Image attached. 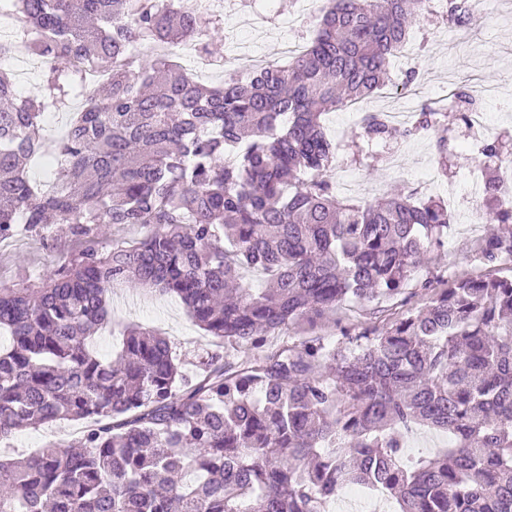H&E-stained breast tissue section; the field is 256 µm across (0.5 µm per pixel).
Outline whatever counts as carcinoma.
<instances>
[{
  "label": "carcinoma",
  "instance_id": "carcinoma-1",
  "mask_svg": "<svg viewBox=\"0 0 512 512\" xmlns=\"http://www.w3.org/2000/svg\"><path fill=\"white\" fill-rule=\"evenodd\" d=\"M45 68L41 98H18L0 69V243L66 224L80 249L26 286L0 287V439L60 420L81 435L0 461V512H328L344 486L380 490L397 512H512V277L423 278L432 293L381 328L268 347L346 300L390 299L445 247L438 197L377 204L336 196V144L322 116L384 86L428 0H328L288 67L220 86L168 58L200 34L175 0H9ZM470 0L446 17L468 24ZM71 113L54 141L47 108ZM471 128L461 109L421 105L408 137ZM364 136L387 140L379 114ZM505 142L483 143L480 198L503 231L480 261L512 257L500 204ZM43 163L51 188L28 176ZM144 235L105 246L109 225ZM268 272L264 288L241 269ZM120 284L178 297L231 348L182 370L172 342L126 329L100 358L93 340ZM426 425L452 444L408 467L401 432Z\"/></svg>",
  "mask_w": 512,
  "mask_h": 512
}]
</instances>
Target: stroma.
<instances>
[{"instance_id": "obj_1", "label": "stroma", "mask_w": 512, "mask_h": 512, "mask_svg": "<svg viewBox=\"0 0 512 512\" xmlns=\"http://www.w3.org/2000/svg\"><path fill=\"white\" fill-rule=\"evenodd\" d=\"M273 10L275 20L262 23L259 37L242 33L227 44L214 41L216 55L236 58L238 75L247 76L246 62L251 58L266 64L287 63L286 40L310 35L316 26L317 18L312 14L291 18L288 0H275ZM9 68L20 96L39 94L45 80L44 71L24 44H17ZM410 72L415 75L411 82L406 79ZM390 76V84L371 99L375 112L401 106L415 113L423 102L439 101L451 89L470 92L480 86H496L502 90L501 97L482 100L481 107L490 127L512 129V0H477L468 24L463 27L442 16L435 17L430 24L417 23L407 55L394 59ZM324 127L337 145L330 171L337 196L365 204L399 190L418 198L439 196L448 200L452 212L448 242L441 254L433 255L431 274L512 275L508 263L487 265L474 258L476 245L490 231L491 224L470 221L474 196L468 189V176L474 155L465 146L472 132L463 123L452 124L448 133V173L444 176L437 172L435 134L370 144L362 136L360 114L348 110L326 114ZM76 249L63 224L56 225L47 240L26 233L15 241L1 243L0 285L32 283L52 267L57 256ZM382 319L377 303L349 301L305 328L303 334L336 337L342 329L357 333L380 325ZM128 323L169 336L189 371L216 353L234 361L244 356L243 351L223 346L219 339L206 335L178 298L124 287L116 288L112 295L111 323L94 338V347L101 356H109L119 349L121 329ZM81 427V422L62 420L13 432L0 441V456L26 457L49 444L70 441Z\"/></svg>"}]
</instances>
